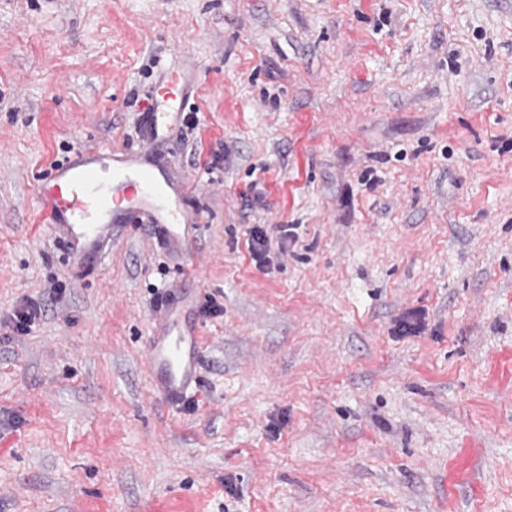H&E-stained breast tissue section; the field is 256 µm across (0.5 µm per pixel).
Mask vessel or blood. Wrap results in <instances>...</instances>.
Masks as SVG:
<instances>
[{
  "label": "vessel or blood",
  "mask_w": 512,
  "mask_h": 512,
  "mask_svg": "<svg viewBox=\"0 0 512 512\" xmlns=\"http://www.w3.org/2000/svg\"><path fill=\"white\" fill-rule=\"evenodd\" d=\"M190 88L180 74L155 87L142 115L145 148L128 153L101 145L52 165L38 191L70 262L82 264L99 255L113 228L136 210L151 215L176 247L183 241L179 226L198 223V213L180 207L181 197L194 190L192 182L165 173L149 150L179 123ZM180 309L176 300L163 310L146 350L153 384L173 401L185 398L199 381L200 338L194 325L182 321Z\"/></svg>",
  "instance_id": "obj_1"
}]
</instances>
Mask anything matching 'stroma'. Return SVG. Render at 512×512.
Returning a JSON list of instances; mask_svg holds the SVG:
<instances>
[{
	"label": "stroma",
	"mask_w": 512,
	"mask_h": 512,
	"mask_svg": "<svg viewBox=\"0 0 512 512\" xmlns=\"http://www.w3.org/2000/svg\"><path fill=\"white\" fill-rule=\"evenodd\" d=\"M190 59L187 255L145 218L68 264L41 178ZM0 512H512V0H0ZM181 301L161 313L146 350L147 365L153 384L170 400L187 397L199 381L200 337L195 325L182 321Z\"/></svg>",
	"instance_id": "1"
}]
</instances>
